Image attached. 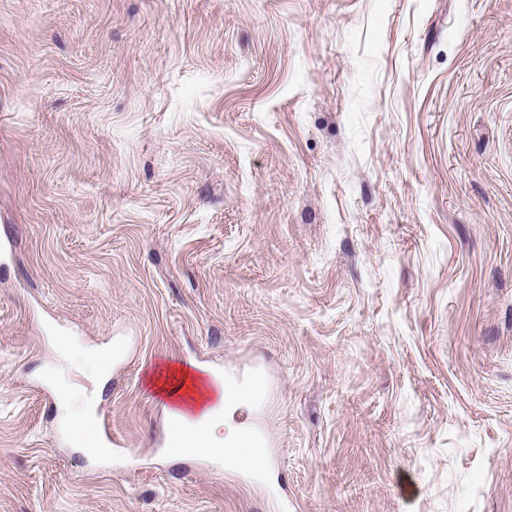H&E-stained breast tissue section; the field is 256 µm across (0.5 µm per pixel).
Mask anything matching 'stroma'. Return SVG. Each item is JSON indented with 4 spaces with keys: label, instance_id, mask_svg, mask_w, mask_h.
I'll use <instances>...</instances> for the list:
<instances>
[{
    "label": "stroma",
    "instance_id": "obj_1",
    "mask_svg": "<svg viewBox=\"0 0 512 512\" xmlns=\"http://www.w3.org/2000/svg\"><path fill=\"white\" fill-rule=\"evenodd\" d=\"M3 241L0 512H512V0H0ZM158 392L174 403L190 407L199 415L193 420L186 412L176 409L172 412V420L177 425L175 430L183 432L181 444L180 435L172 430L167 437L165 448H176L181 453L203 454L224 460L225 466L237 469L246 465L247 469H258L264 460L262 448H251L246 455H242L237 447L242 438L237 433H230L224 438L216 435V430L222 421L215 415L213 408H204L212 399L213 391L206 378L188 368H176L168 371L164 379L157 378L153 383ZM197 431L198 436L192 432Z\"/></svg>",
    "mask_w": 512,
    "mask_h": 512
}]
</instances>
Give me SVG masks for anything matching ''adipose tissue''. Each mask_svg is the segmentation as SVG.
Instances as JSON below:
<instances>
[{
    "label": "adipose tissue",
    "mask_w": 512,
    "mask_h": 512,
    "mask_svg": "<svg viewBox=\"0 0 512 512\" xmlns=\"http://www.w3.org/2000/svg\"><path fill=\"white\" fill-rule=\"evenodd\" d=\"M155 384L160 394L178 405L171 417L177 432L182 435L184 453L220 458L232 469L261 466L264 460L262 449L254 448L243 454L238 450L239 434L217 436L221 422L214 409L208 406L215 397L221 406L233 407L240 402L241 391L224 384L219 392H212L202 374L182 367L167 372L165 378L156 379Z\"/></svg>",
    "instance_id": "1"
}]
</instances>
